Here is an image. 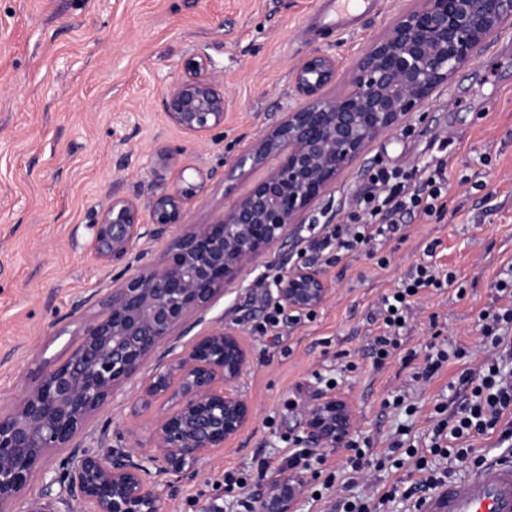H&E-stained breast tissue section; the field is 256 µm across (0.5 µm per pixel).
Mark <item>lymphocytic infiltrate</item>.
<instances>
[{"label": "lymphocytic infiltrate", "instance_id": "obj_1", "mask_svg": "<svg viewBox=\"0 0 512 512\" xmlns=\"http://www.w3.org/2000/svg\"><path fill=\"white\" fill-rule=\"evenodd\" d=\"M411 173L378 168L369 175L368 186L356 197L357 206L367 219L358 224H337L319 242L317 252L350 251L395 230L403 216L442 213V198L448 188L445 161H437L417 187H410ZM453 275L430 264L416 265L401 287L385 294L379 302L384 331L372 345L377 361H384L397 348L401 320L407 319L414 297L427 288L451 284ZM459 381L467 394L451 416L438 419L428 446L417 448L395 441L394 466L412 462L420 474L418 481L405 489V499L422 501L424 496L447 483L454 467L474 469L482 466L485 455L472 448L479 436L493 434L498 445L512 447V373L503 371L498 359H488L479 369L464 370Z\"/></svg>", "mask_w": 512, "mask_h": 512}]
</instances>
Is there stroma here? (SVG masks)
<instances>
[{
    "label": "stroma",
    "mask_w": 512,
    "mask_h": 512,
    "mask_svg": "<svg viewBox=\"0 0 512 512\" xmlns=\"http://www.w3.org/2000/svg\"><path fill=\"white\" fill-rule=\"evenodd\" d=\"M318 0H0V408L21 378L60 361L85 324L101 315L122 265L98 257L93 224L126 196L150 221L152 199L173 188L181 168L201 171L203 187L185 208L187 224H211L263 169L231 173L265 126L294 106L293 77L312 52L336 57L340 94L347 69L413 0H371L350 28L316 17ZM207 55L224 89V124L194 136L172 124L163 99L183 59ZM447 163L441 214L404 218L380 242L327 262L311 248L327 225L349 223L371 169L432 168ZM386 265H378V257ZM309 263L328 282L327 301L299 320L267 324L276 302L273 278ZM455 275L412 303L400 345L376 364L370 345L383 331L379 298L417 264ZM512 266V28L489 38L423 107L372 141L310 212L287 251H270L229 286L211 317L241 329L248 353L234 389L251 405L248 424L193 476L165 496L163 512H239L224 494V475L248 473L256 494L288 468L304 435L306 410L326 393L349 401L352 439L382 457L399 430L428 444L434 407L465 394L464 369L486 355L480 315L512 306L494 289ZM465 350L432 377L419 372L430 343ZM150 358L93 418L87 437L122 435L147 448L158 406L141 407ZM400 399L399 408L390 400ZM324 462L303 471L296 512H336L329 476L345 482V447L325 448ZM322 498H315V491Z\"/></svg>",
    "instance_id": "1"
}]
</instances>
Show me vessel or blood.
<instances>
[{"label": "vessel or blood", "mask_w": 512, "mask_h": 512, "mask_svg": "<svg viewBox=\"0 0 512 512\" xmlns=\"http://www.w3.org/2000/svg\"><path fill=\"white\" fill-rule=\"evenodd\" d=\"M363 0H325L318 15L344 27L350 13L359 11ZM420 512H512V460L499 457L464 478L429 494Z\"/></svg>", "instance_id": "b4317fda"}]
</instances>
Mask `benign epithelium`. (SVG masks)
Instances as JSON below:
<instances>
[{
	"mask_svg": "<svg viewBox=\"0 0 512 512\" xmlns=\"http://www.w3.org/2000/svg\"><path fill=\"white\" fill-rule=\"evenodd\" d=\"M512 27V0H418L351 64L344 92L324 88L336 78V58L311 53L294 74L297 103L267 127L233 164L266 173L224 209L214 224L182 222L184 207L200 184L179 175V184L157 194L149 225L137 204L112 198L98 221L93 249L119 263L143 236L180 233L163 261L132 269L113 280L103 314L88 322L59 363L25 377L22 393L0 409V512H15L44 458L64 451L55 475L42 486L28 512H162L164 492L151 470L178 479L224 447L249 421L251 408L232 390L247 353L224 318L209 321L184 354L173 358L176 332L186 335L206 321L224 288L304 224L369 142L393 130L478 53L494 34ZM165 114L189 133L224 124V91L202 55L185 58L164 99ZM276 302L308 312L331 288L308 264L292 265L274 279ZM159 369L138 402H159L146 452L80 442L90 420L151 357ZM356 424L353 407L335 395L310 405L304 442L337 447ZM302 480L273 473L254 497L255 512H294Z\"/></svg>",
	"mask_w": 512,
	"mask_h": 512,
	"instance_id": "obj_1",
	"label": "benign epithelium"
}]
</instances>
